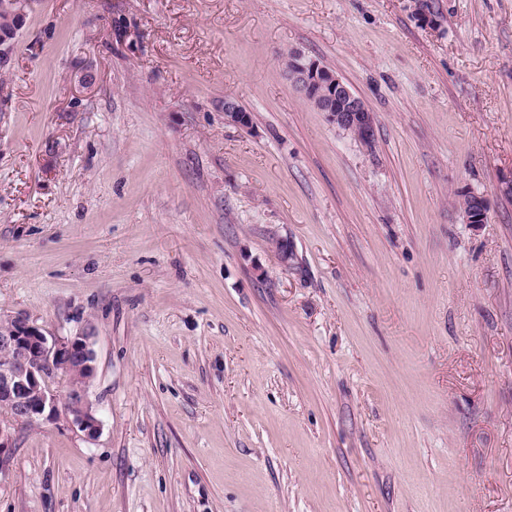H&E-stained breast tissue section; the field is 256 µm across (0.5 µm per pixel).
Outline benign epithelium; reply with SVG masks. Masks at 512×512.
Returning a JSON list of instances; mask_svg holds the SVG:
<instances>
[{
    "mask_svg": "<svg viewBox=\"0 0 512 512\" xmlns=\"http://www.w3.org/2000/svg\"><path fill=\"white\" fill-rule=\"evenodd\" d=\"M293 66L288 76L302 96L330 123L361 146L375 148L376 115L334 71L304 53L292 51ZM224 119L240 127L251 126L250 113L234 98L224 99ZM467 204L462 208L465 223L480 225L488 218L485 197L470 189L461 190ZM0 409L17 422L50 420L62 409L71 422L94 438L101 429L98 410L90 399V384L96 373L91 336L81 332L58 338L48 336L27 318L0 319ZM67 378L59 394L49 385V376Z\"/></svg>",
    "mask_w": 512,
    "mask_h": 512,
    "instance_id": "7a95c632",
    "label": "benign epithelium"
}]
</instances>
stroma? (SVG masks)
I'll return each instance as SVG.
<instances>
[{"label":"stroma","instance_id":"obj_1","mask_svg":"<svg viewBox=\"0 0 512 512\" xmlns=\"http://www.w3.org/2000/svg\"><path fill=\"white\" fill-rule=\"evenodd\" d=\"M430 2L26 0L0 316L91 331L102 426L14 424L0 512H512V0ZM293 66L288 76L302 96L316 110L324 112L330 123L361 146L375 148L376 115L356 96L346 82L317 60L293 50ZM460 192L468 201L461 209L465 223L471 225L484 224L489 212L485 197L470 189H461Z\"/></svg>","mask_w":512,"mask_h":512}]
</instances>
